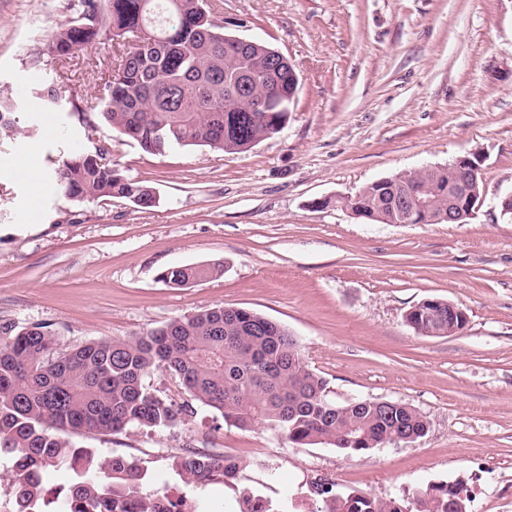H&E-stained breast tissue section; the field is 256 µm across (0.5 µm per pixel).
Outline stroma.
<instances>
[{
	"label": "stroma",
	"mask_w": 512,
	"mask_h": 512,
	"mask_svg": "<svg viewBox=\"0 0 512 512\" xmlns=\"http://www.w3.org/2000/svg\"><path fill=\"white\" fill-rule=\"evenodd\" d=\"M74 0H0V87L19 106L0 137V324L43 323L59 349L142 336L198 310L233 306L286 326L333 401L380 398L426 416L425 437L352 453L302 446L262 426L214 429L210 410L171 429L88 434L101 458L141 461L150 490L177 488L197 512L242 487L308 512L311 486L380 499L466 484L471 512H512V0H208L236 34L271 44L300 79L284 129L250 151L144 153L111 137L93 107L122 47L103 39L61 62L50 35ZM59 89L58 105L35 89ZM109 141L157 200H71L54 163ZM483 157V201L458 224H378L337 206L365 185L457 157ZM34 158L37 213L15 161ZM220 274L184 288L159 275ZM434 298L468 316L455 335L417 334L409 309ZM227 455L236 479L185 483V449ZM220 271V264L185 265L164 270L160 275V279L166 285L183 287L209 278Z\"/></svg>",
	"instance_id": "stroma-1"
}]
</instances>
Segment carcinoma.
I'll use <instances>...</instances> for the list:
<instances>
[{"label": "carcinoma", "mask_w": 512, "mask_h": 512, "mask_svg": "<svg viewBox=\"0 0 512 512\" xmlns=\"http://www.w3.org/2000/svg\"><path fill=\"white\" fill-rule=\"evenodd\" d=\"M81 19L60 26L48 52L61 62L101 36L129 39L119 60L121 74L101 83L98 120L146 153L203 146L225 153L249 151V144L278 134L271 116L288 119L293 87L288 71L252 86L268 101L266 112L250 111L238 95L243 79L272 68L263 41L224 39V22L203 13V0H82ZM17 124L14 104L0 89V130ZM57 184L70 198H122L142 207L155 201L153 189L125 177L112 163L109 144L92 154L72 153L56 168ZM446 165L410 172L402 185L423 191L434 216L448 210ZM379 181L364 186L348 203L357 215L380 224L401 217ZM220 272V266L185 265L164 270L160 279L183 287ZM448 311L435 301L407 317L422 336L448 335V323L434 325L430 312ZM174 378L186 397L164 394L146 383L153 370ZM199 403L224 423L242 431L261 425L281 429L289 442L329 445L361 453L403 436L422 438L428 420L405 404L384 410L355 400L337 404L327 381L304 361L288 328L244 309L213 307L173 319L132 338L88 342L59 351L45 324L0 325V456L14 459L10 483L23 502L21 512H44L51 499L58 512H153V493L144 488V469L134 460L101 458L73 438L112 435L132 428H173L185 424ZM66 465L75 474L64 497L31 475ZM239 465L225 457L186 452L173 461L188 484H204L218 474L234 477ZM459 484L431 485L402 501L381 500L362 491L340 494L334 484L313 483L311 512H448ZM231 512H283L244 489Z\"/></svg>", "instance_id": "1"}]
</instances>
